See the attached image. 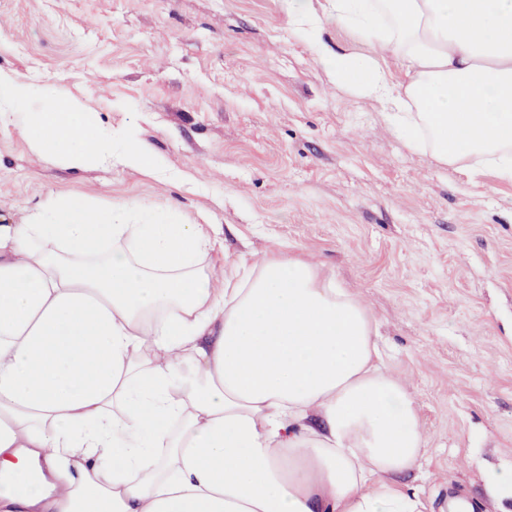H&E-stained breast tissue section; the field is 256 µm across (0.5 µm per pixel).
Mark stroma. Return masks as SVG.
<instances>
[{
	"mask_svg": "<svg viewBox=\"0 0 512 512\" xmlns=\"http://www.w3.org/2000/svg\"><path fill=\"white\" fill-rule=\"evenodd\" d=\"M0 215L60 195L137 201L210 225L206 272L299 254L378 325L425 448L402 477L428 512L459 497L512 512L485 475L512 468V183L409 149L380 104L336 85L285 0H0ZM75 98L160 168L75 172L35 153L22 111Z\"/></svg>",
	"mask_w": 512,
	"mask_h": 512,
	"instance_id": "obj_1",
	"label": "stroma"
}]
</instances>
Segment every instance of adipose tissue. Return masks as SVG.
Returning a JSON list of instances; mask_svg holds the SVG:
<instances>
[{
    "mask_svg": "<svg viewBox=\"0 0 512 512\" xmlns=\"http://www.w3.org/2000/svg\"><path fill=\"white\" fill-rule=\"evenodd\" d=\"M287 3L410 149L512 182V0ZM326 16L370 53L327 48ZM26 135L73 170L155 169L74 99L30 113ZM142 213L65 195L0 224V512H427L399 481L419 409L368 309L297 256L215 286L205 226Z\"/></svg>",
    "mask_w": 512,
    "mask_h": 512,
    "instance_id": "1",
    "label": "adipose tissue"
}]
</instances>
